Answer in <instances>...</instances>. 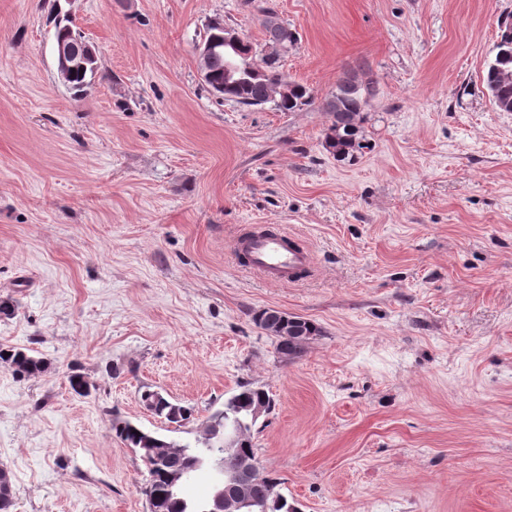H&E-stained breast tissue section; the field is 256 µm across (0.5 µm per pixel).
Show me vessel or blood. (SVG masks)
I'll return each instance as SVG.
<instances>
[{
	"label": "vessel or blood",
	"mask_w": 512,
	"mask_h": 512,
	"mask_svg": "<svg viewBox=\"0 0 512 512\" xmlns=\"http://www.w3.org/2000/svg\"><path fill=\"white\" fill-rule=\"evenodd\" d=\"M236 247L247 253L252 267L275 283L295 281L311 262L309 252L289 243L280 231L241 239Z\"/></svg>",
	"instance_id": "b4317fda"
}]
</instances>
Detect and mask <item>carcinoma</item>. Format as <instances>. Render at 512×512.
<instances>
[{
	"label": "carcinoma",
	"mask_w": 512,
	"mask_h": 512,
	"mask_svg": "<svg viewBox=\"0 0 512 512\" xmlns=\"http://www.w3.org/2000/svg\"><path fill=\"white\" fill-rule=\"evenodd\" d=\"M267 42L273 46H285L292 41L293 35L270 15L265 23ZM53 41L61 42L72 49V70L68 79V89L78 96L85 88L95 82L98 75V56L94 45L78 30L60 0H55L53 11ZM229 55L224 45H219L209 59V89L217 95L229 94L238 98L245 106H262L272 101L269 93L280 84L288 85V94L277 97L274 103L279 112H293L302 105L312 102L310 90L301 83L292 81L280 72L276 66L277 58L269 55L263 60L261 70L264 74L253 77L240 85L224 90V70ZM483 82L488 89L493 104L501 112H512V44L498 43L494 57L487 63ZM374 95L372 82L365 81L354 90H346L336 84V93L328 102L332 116L331 126L324 139V148L339 160L352 159L355 152L365 148L360 140V122L363 120L364 107L369 97ZM0 364L12 369L20 378H37L48 370L47 362L25 349L1 348ZM152 402V413L169 423L178 425L189 420L193 409L171 401L168 397L156 396L155 390L146 387L141 400ZM266 404L274 406V400L262 387L242 383L237 393L224 401V408L212 413L205 423L203 433L196 442L180 444L167 440L143 429L138 424L123 419L113 421L112 428L116 437L128 448L134 449L144 462L147 478L144 487L146 497L152 499L150 512H208V502H189L182 493L172 487V474L183 467L185 460L193 458L199 461V467L212 465V461L224 459V430L237 427L240 435L237 449L244 455L255 454L251 439V420L253 407ZM185 448V454L178 458L162 459L154 455L155 448ZM279 486L277 478L264 472V478L252 487V497L258 502L268 504V512H290V503L286 497L276 502L271 488ZM13 474L7 467L0 468V512H9L13 507Z\"/></svg>",
	"instance_id": "1"
}]
</instances>
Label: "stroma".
<instances>
[{
	"instance_id": "35a3bbf8",
	"label": "stroma",
	"mask_w": 512,
	"mask_h": 512,
	"mask_svg": "<svg viewBox=\"0 0 512 512\" xmlns=\"http://www.w3.org/2000/svg\"><path fill=\"white\" fill-rule=\"evenodd\" d=\"M99 74L56 79L53 0H0V466L12 512H146L145 468L112 429L174 441L251 383L275 408L257 458L300 512H512V112L482 80L512 0H72ZM308 87L293 112L210 94L214 19ZM372 80L364 149L328 153L325 109ZM280 224L315 273L282 285L235 241ZM322 329L281 358L253 321ZM90 384L76 395L68 377ZM195 408L177 426L142 387ZM20 348H1L0 364L8 366L19 378H37L48 370L47 362L39 356ZM9 353V356H5Z\"/></svg>"
}]
</instances>
